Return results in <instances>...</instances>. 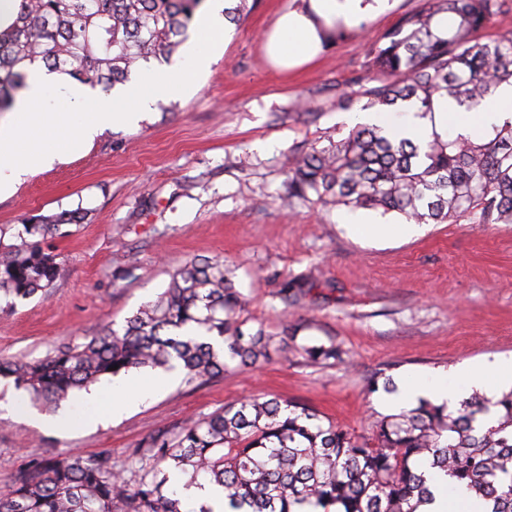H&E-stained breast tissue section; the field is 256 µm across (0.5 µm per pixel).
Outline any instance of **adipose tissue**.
Segmentation results:
<instances>
[{"mask_svg":"<svg viewBox=\"0 0 512 512\" xmlns=\"http://www.w3.org/2000/svg\"><path fill=\"white\" fill-rule=\"evenodd\" d=\"M389 0H306L301 9L280 15L266 39L271 62L290 70L311 62L321 52L327 31L336 25L354 27L389 10ZM512 113V86L500 88L486 100L478 115L441 107L435 115L438 129L455 124L465 132H482ZM512 387V361L475 363L465 367L456 380L441 373L429 379L403 383L388 403L394 408L410 407L426 399L436 404L457 405L467 391L489 394Z\"/></svg>","mask_w":512,"mask_h":512,"instance_id":"ef3b65f1","label":"adipose tissue"}]
</instances>
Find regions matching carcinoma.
<instances>
[{
    "instance_id": "cac0c4a2",
    "label": "carcinoma",
    "mask_w": 512,
    "mask_h": 512,
    "mask_svg": "<svg viewBox=\"0 0 512 512\" xmlns=\"http://www.w3.org/2000/svg\"><path fill=\"white\" fill-rule=\"evenodd\" d=\"M204 0H12L0 23V112L13 107L31 72L45 67L107 92L131 69L169 61L189 37ZM499 0H425L384 42L367 49V74L336 93L338 112H415L434 120L447 99L470 111L503 84L512 86V32L481 35ZM448 16V30L436 19ZM288 198L319 206L396 213L411 224H512V117L480 137L432 129L396 138L359 125L321 148L294 154ZM78 211L25 224L0 253V296L30 299L50 288L60 267L42 240L78 224ZM246 299L221 261L178 269L159 299L126 320L67 343L45 358H0V378L49 411L75 392L133 369L179 368L188 384L224 375L225 356L244 366L288 352L263 328L242 330ZM312 362L344 361L336 342L302 347ZM496 421L476 423L487 400L474 393L460 408L422 403L380 418L374 442L360 441L306 406L245 399L161 433L131 484L106 459L76 454L30 463L11 481L0 512H182L169 488L178 470L188 484L218 488L232 512H417L429 495L420 459L512 512V391L496 402Z\"/></svg>"
}]
</instances>
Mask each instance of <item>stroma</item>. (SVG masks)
Here are the masks:
<instances>
[{"label":"stroma","instance_id":"35a3bbf8","mask_svg":"<svg viewBox=\"0 0 512 512\" xmlns=\"http://www.w3.org/2000/svg\"><path fill=\"white\" fill-rule=\"evenodd\" d=\"M303 0H245L233 38L178 99L158 98L138 125L105 129L85 150L30 175L0 197L5 243L20 225L80 210L82 223L47 238L60 275L46 294L0 306V355L45 357L59 344L122 329L155 300L186 262L223 260L247 305V328L281 334L295 326L287 354L223 377L188 384L175 373L155 395L122 414L64 401L66 430L32 423L39 411L0 383V494L28 462L75 453L105 456L128 474L153 437L176 433L186 417L209 415L250 396L297 401L359 439L387 415L374 374L427 377L494 358L512 360V224L430 226L418 238L372 234L398 215L322 208L288 196V162L298 147L348 134V113L331 109L338 88L366 73L365 50L424 0H396L357 35L324 46L291 71L267 56L277 17ZM317 111L302 122L298 99ZM289 197V196H288ZM293 284L299 305L285 307ZM336 341L344 362L313 363L303 345Z\"/></svg>","mask_w":512,"mask_h":512}]
</instances>
